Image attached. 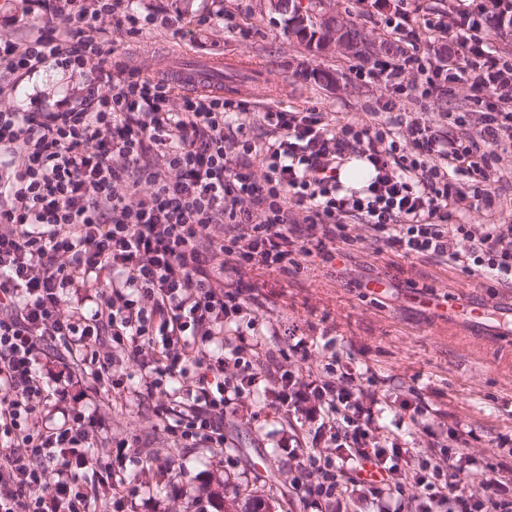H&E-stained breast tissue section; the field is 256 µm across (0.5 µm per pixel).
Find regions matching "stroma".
<instances>
[{
    "instance_id": "stroma-1",
    "label": "stroma",
    "mask_w": 512,
    "mask_h": 512,
    "mask_svg": "<svg viewBox=\"0 0 512 512\" xmlns=\"http://www.w3.org/2000/svg\"><path fill=\"white\" fill-rule=\"evenodd\" d=\"M327 2L341 23L356 24L378 43L387 38L385 15L408 8L417 38L397 42L398 51L416 52L435 67L452 66L458 58L461 0ZM135 5L144 13L181 19L186 31L175 41L159 26L133 38L113 30L115 60L141 75L168 71L177 61L219 56L234 69L260 73L269 85L271 92L264 96L225 91V98L247 100L254 112L313 109L340 122L355 117L367 124L391 101L398 113H468L467 124L452 133L461 137L474 131L477 119L469 114L468 84H453L448 95L427 104L395 93L384 82L360 81L361 60L339 48L318 52L298 42L288 33L287 15L275 11L270 0H136ZM226 13L234 14L237 31L225 29ZM203 14L213 15V22L198 25ZM439 18L447 32L428 29V21ZM321 71L331 74L330 82H318ZM1 85L12 88L13 104L23 109L74 104L83 88L79 76L53 66L30 76L0 72ZM353 234L358 241L347 264L317 259L295 276L259 271L244 278L245 293L258 292L266 299L259 322L280 325L282 333L275 340L280 348L297 336L306 340L310 354L296 363L301 376H319L330 355L338 354L378 392L380 425L407 447L424 452L430 442L448 445L461 435L466 453L500 458L512 448V341L469 335L453 313L473 304L491 313L506 310L512 306V290L452 266L377 252L364 226H354ZM163 401L160 395H133L120 405L106 386L79 373L64 396L50 397L37 416L47 427L82 416L93 443L102 448L82 477L87 484L110 466L116 443L136 438L135 461L128 467L132 501L126 512H187L210 490L215 498L208 512H245L254 503L268 512H369L365 503H333L316 510L301 501L293 488L294 464L283 445L313 449L314 429L300 414L273 408L264 391L227 417L226 448L174 444L154 413ZM418 402L429 408L425 421L432 434L411 420Z\"/></svg>"
}]
</instances>
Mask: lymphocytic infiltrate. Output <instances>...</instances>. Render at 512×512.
Here are the masks:
<instances>
[{
  "mask_svg": "<svg viewBox=\"0 0 512 512\" xmlns=\"http://www.w3.org/2000/svg\"><path fill=\"white\" fill-rule=\"evenodd\" d=\"M43 8L24 47L0 40V67L80 72L84 96L27 111L0 87V441L10 447L0 455V512H90L96 500L104 512H124L128 502L132 443H116L102 496L81 483L94 456L82 418L52 428L32 419L49 398L39 358L49 340L118 400L135 376L149 393L192 378V403L159 408L184 441L223 446L225 415L259 388L275 408L306 413L324 446L288 453L308 503L355 496L378 512H401L410 491L416 512H442L463 478L478 489L462 512H512L511 463L451 447L417 455L385 436L378 397L338 356L324 376L305 380L288 367L306 355L305 341L286 350L262 344V303L240 287L256 270L289 276L313 256L349 258L355 217L382 251L451 262L512 288V224L453 221L496 202L500 164L512 155V63L476 39L447 69L414 53L359 69L364 81L424 101L468 83L480 110L474 135L450 134L465 113L401 121L390 102L374 122L335 124L313 109L253 112L241 100L183 94L113 64L112 46L99 39L104 25L137 36L154 21L132 0L90 8L44 0ZM412 69L421 79L404 87ZM354 155L370 168L359 187L342 180ZM453 239L466 249L450 251ZM102 277L109 287L91 316L64 311L71 288ZM117 349L137 373L118 368ZM368 464L379 482L363 478Z\"/></svg>",
  "mask_w": 512,
  "mask_h": 512,
  "instance_id": "obj_1",
  "label": "lymphocytic infiltrate"
}]
</instances>
